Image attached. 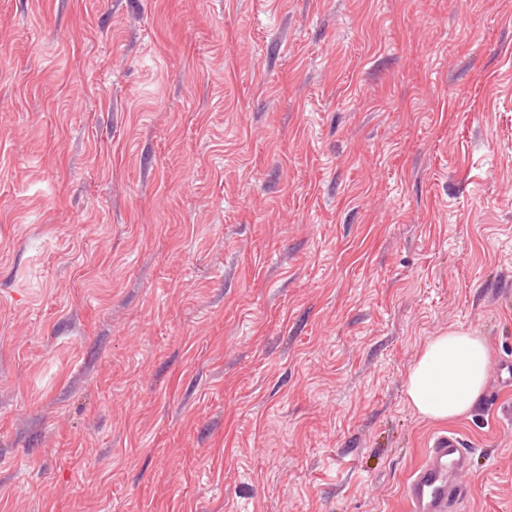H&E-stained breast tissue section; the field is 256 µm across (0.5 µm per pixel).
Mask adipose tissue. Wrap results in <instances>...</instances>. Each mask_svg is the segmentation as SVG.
<instances>
[{"instance_id":"ef3b65f1","label":"adipose tissue","mask_w":512,"mask_h":512,"mask_svg":"<svg viewBox=\"0 0 512 512\" xmlns=\"http://www.w3.org/2000/svg\"><path fill=\"white\" fill-rule=\"evenodd\" d=\"M490 365L485 337L452 329L427 341L405 381L407 401L424 418L451 421L482 393Z\"/></svg>"}]
</instances>
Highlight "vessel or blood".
<instances>
[{
	"mask_svg": "<svg viewBox=\"0 0 512 512\" xmlns=\"http://www.w3.org/2000/svg\"><path fill=\"white\" fill-rule=\"evenodd\" d=\"M472 452L454 432L433 439L425 461L405 486L411 512H457L469 498L461 477L470 468Z\"/></svg>",
	"mask_w": 512,
	"mask_h": 512,
	"instance_id": "1",
	"label": "vessel or blood"
}]
</instances>
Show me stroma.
<instances>
[{
	"label": "stroma",
	"instance_id": "stroma-1",
	"mask_svg": "<svg viewBox=\"0 0 512 512\" xmlns=\"http://www.w3.org/2000/svg\"><path fill=\"white\" fill-rule=\"evenodd\" d=\"M509 356L512 0H0V512H512ZM490 365L485 337L451 329L427 341L405 381L407 401L424 418L451 421L482 393ZM472 452L454 432L433 439L425 461L416 468L405 486L412 512H454L469 498L461 476L470 469Z\"/></svg>",
	"mask_w": 512,
	"mask_h": 512
}]
</instances>
